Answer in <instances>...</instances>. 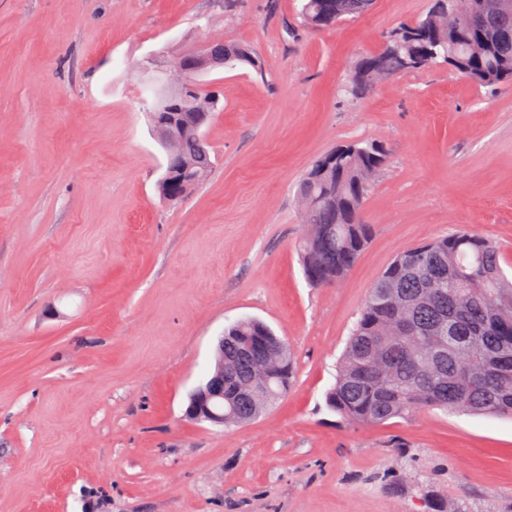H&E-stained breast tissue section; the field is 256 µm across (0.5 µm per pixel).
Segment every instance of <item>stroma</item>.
I'll return each mask as SVG.
<instances>
[{
  "label": "stroma",
  "instance_id": "1",
  "mask_svg": "<svg viewBox=\"0 0 512 512\" xmlns=\"http://www.w3.org/2000/svg\"><path fill=\"white\" fill-rule=\"evenodd\" d=\"M429 0H376L310 30L301 0H0V512H512V421L421 411L381 425L325 406L368 291L401 251L455 231L512 265V86L444 63L363 99L345 85ZM218 70L207 179L176 202L139 69L202 41ZM382 142L370 242L306 281L297 186L348 141ZM265 322L296 358L255 420L185 415L224 328ZM215 45H224V52L216 51L213 48V43L205 42L197 46L196 52L193 55L196 57L195 68L189 64L186 57L176 56L169 60L167 65H170L171 70H179L191 74H199L204 68L210 73L219 68H235L237 65L249 66L256 74L263 75V69L260 59L250 50L247 46L235 43H224L222 41H213ZM224 43V44H223ZM207 75L206 73L199 74L198 77Z\"/></svg>",
  "mask_w": 512,
  "mask_h": 512
}]
</instances>
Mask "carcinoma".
Here are the masks:
<instances>
[{"label": "carcinoma", "instance_id": "carcinoma-1", "mask_svg": "<svg viewBox=\"0 0 512 512\" xmlns=\"http://www.w3.org/2000/svg\"><path fill=\"white\" fill-rule=\"evenodd\" d=\"M376 0H304L303 21L326 30L366 15ZM490 0H431L425 17L391 31L380 51L355 63L345 93L359 98L383 76L426 69L442 58L481 86L512 83V9L489 8ZM263 73L247 46L224 44V66ZM169 85L157 71L146 90L158 106ZM222 111L200 89L175 115L182 157L211 172L206 129ZM318 157L302 180L299 197L307 233L299 244L303 272L315 288L328 286L353 268L366 249L371 225L363 211L369 168L379 163L347 152L334 170ZM499 246L477 234L456 232L399 253L382 272L364 303L325 395L328 410L351 424L376 425L423 408L512 418V280L500 263ZM280 340L260 321L224 330V416L246 423L288 393L294 377L290 351L253 363L236 356L256 339ZM262 385L261 396L238 398L237 387Z\"/></svg>", "mask_w": 512, "mask_h": 512}]
</instances>
